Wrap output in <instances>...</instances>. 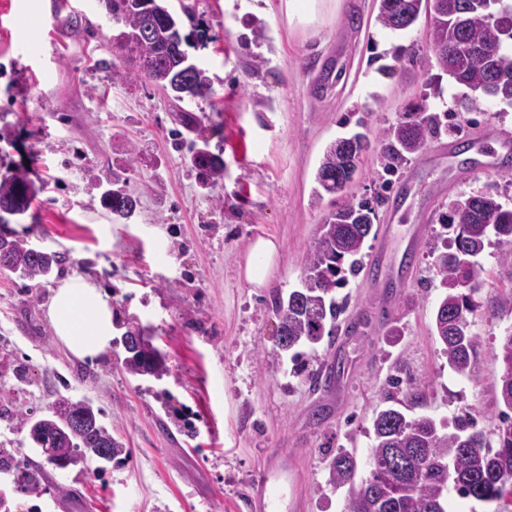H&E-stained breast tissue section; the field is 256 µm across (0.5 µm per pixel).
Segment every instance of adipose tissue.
<instances>
[{
  "label": "adipose tissue",
  "mask_w": 512,
  "mask_h": 512,
  "mask_svg": "<svg viewBox=\"0 0 512 512\" xmlns=\"http://www.w3.org/2000/svg\"><path fill=\"white\" fill-rule=\"evenodd\" d=\"M278 255L276 240L257 238L248 250L244 279L253 287H266ZM48 317L55 336L77 358H97L112 345V307L98 285L82 275L74 273L60 281L50 298Z\"/></svg>",
  "instance_id": "1"
}]
</instances>
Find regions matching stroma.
Wrapping results in <instances>:
<instances>
[{"mask_svg":"<svg viewBox=\"0 0 512 512\" xmlns=\"http://www.w3.org/2000/svg\"><path fill=\"white\" fill-rule=\"evenodd\" d=\"M168 2L183 33L207 36L188 49L214 90L189 103L192 131L159 88L97 67L118 59L99 0H0V172L20 170L38 189L5 230L65 258L46 278L0 272V448L41 467L42 512H251L252 485L281 465L288 487L274 512H345L349 490L325 487L326 460L346 449L367 474L373 412L403 396L395 377L414 388L412 414L448 431L471 416L495 442L491 350L512 331V265L493 245L479 258L476 372L460 376L431 333L442 294L433 264L449 201L479 190L512 203V153L491 137L512 130V107L485 95L457 105L463 88L432 61L428 16L392 32L376 22L377 0H322L312 21L289 0ZM400 45L411 55L395 57ZM418 105L447 113L440 140L453 152L440 165L414 155L392 174L378 150L363 156L348 198L374 205L376 233L393 232L382 263L340 288L335 335L295 374L269 356L272 301L299 286L324 216L343 203L315 198L319 162L339 137L377 140ZM204 139L224 160L223 182L206 190L191 165ZM115 174L140 197L127 220L100 203ZM259 237L281 244L265 288L240 275ZM74 272L100 284L120 321L151 326L162 379L129 374L122 347L81 360L55 337L47 305ZM63 396L99 409L130 450L121 465L60 470L35 451L21 417ZM183 420L192 433L178 430Z\"/></svg>","mask_w":512,"mask_h":512,"instance_id":"1","label":"stroma"}]
</instances>
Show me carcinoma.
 <instances>
[{"label": "carcinoma", "instance_id": "1", "mask_svg": "<svg viewBox=\"0 0 512 512\" xmlns=\"http://www.w3.org/2000/svg\"><path fill=\"white\" fill-rule=\"evenodd\" d=\"M158 23H150L147 0H101L106 13L118 26L113 47L124 56L129 69L112 71L116 78H143L177 102L184 98L205 100L214 94L205 69L173 51L182 37L176 15L162 10L164 0H153ZM512 9L499 0H380L376 21L392 32L412 16L426 13L432 20L431 44L440 68L454 81L474 93H482L512 105V32L501 30L497 19ZM447 130L436 112H410L390 125L380 138L384 169L395 172L419 153L426 142ZM371 149L369 137L361 132L341 137L324 152L316 172L313 193L345 194L350 183L336 179L345 163L358 167L361 156ZM192 167L204 177L207 188L224 179V159L199 148ZM37 189L19 171L0 173V224L30 209ZM104 208L128 219L140 198L122 189H110L100 197ZM376 209L368 201H349L323 219L319 232L307 250L303 286L287 296L274 299L278 320L272 356L290 358L298 364L303 349L316 348L324 337L335 334L341 301L336 289L348 276L363 267V248L370 236ZM443 224L453 230L449 250L440 253L435 273L444 286L433 315V331L443 344L448 366L469 375L477 360L474 337L468 331V315L478 306L471 298L474 283L482 273L474 258L490 243L501 249V259L512 263V209L508 210L489 194H471L453 203ZM59 256L29 246L20 239L0 234V271L34 279L50 276ZM123 363L133 376L164 375L165 364L157 349L137 352L125 348ZM492 356L501 374L496 401L502 407V421L496 432V450H491L483 431L462 417L454 431L445 433L429 416L406 413L413 400L412 388L403 399L375 412L370 469L358 476L356 456L340 450L328 461L326 484L347 485V512H448L443 500L448 486L462 498L484 503L512 495V332L502 337ZM37 451L59 469L89 468L91 457L98 462H119L129 449L100 422L98 413L85 400L62 397L41 418L24 417ZM0 472L16 477L18 491L39 497L43 491L42 471L19 467L14 454L0 448Z\"/></svg>", "mask_w": 512, "mask_h": 512}]
</instances>
